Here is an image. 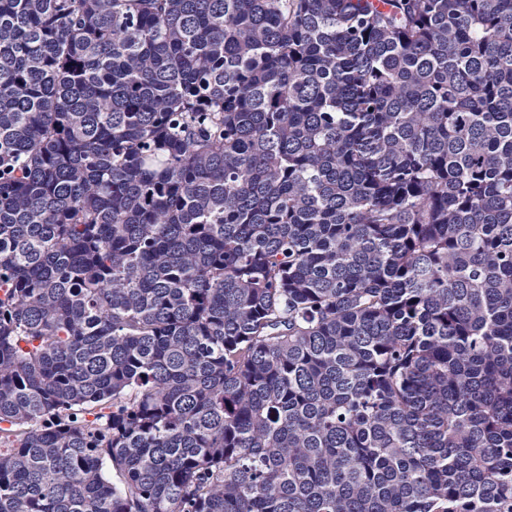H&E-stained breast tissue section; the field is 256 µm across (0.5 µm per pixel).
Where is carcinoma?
I'll return each mask as SVG.
<instances>
[{
  "label": "carcinoma",
  "mask_w": 512,
  "mask_h": 512,
  "mask_svg": "<svg viewBox=\"0 0 512 512\" xmlns=\"http://www.w3.org/2000/svg\"><path fill=\"white\" fill-rule=\"evenodd\" d=\"M0 512H512V0H0Z\"/></svg>",
  "instance_id": "cac0c4a2"
}]
</instances>
